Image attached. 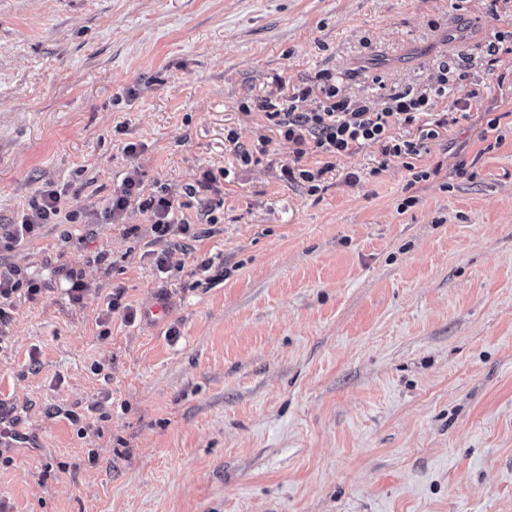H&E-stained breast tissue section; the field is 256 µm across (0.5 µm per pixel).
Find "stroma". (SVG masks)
I'll use <instances>...</instances> for the list:
<instances>
[{
	"label": "stroma",
	"mask_w": 512,
	"mask_h": 512,
	"mask_svg": "<svg viewBox=\"0 0 512 512\" xmlns=\"http://www.w3.org/2000/svg\"><path fill=\"white\" fill-rule=\"evenodd\" d=\"M499 33L512 45V0H0V224L49 184L90 213L133 167L148 191L231 171L178 275L136 211L0 254L46 284L0 338V425L24 433L0 450V512H512ZM458 56L478 102L414 159L440 169L417 184L365 147L308 195L282 174L291 144L240 109L325 70L375 103ZM231 130L268 138L261 164ZM226 139L228 142L235 145L234 147L237 160L244 166L261 163L262 157L266 156L269 152V149H267L269 140L264 136L259 137L257 140L258 143L251 148L239 145L236 132L233 130L228 131Z\"/></svg>",
	"instance_id": "1"
}]
</instances>
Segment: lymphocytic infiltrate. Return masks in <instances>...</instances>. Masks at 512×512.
Wrapping results in <instances>:
<instances>
[{
    "mask_svg": "<svg viewBox=\"0 0 512 512\" xmlns=\"http://www.w3.org/2000/svg\"><path fill=\"white\" fill-rule=\"evenodd\" d=\"M436 80H427L391 90L378 105L367 96L347 91L331 72L320 73L313 83L288 84L280 81L274 97L246 98L243 112H262L277 134L292 144L295 159L309 154L318 156L314 167H285L286 176L300 184L307 194L320 191L323 177L331 172L337 157L362 147L378 148L387 158H414L426 151L442 130L456 123L457 115L470 111L473 93L463 92L465 73L451 70L447 61L438 62ZM416 126L418 135L411 139L397 136V129ZM218 178L205 172L202 180L180 189L163 184L144 192L137 169H130L110 204L101 212H92L88 221L114 222L129 208L147 214L151 229L161 241L197 238L203 224L218 223L220 199L204 200V193L215 192ZM77 211L71 210L66 190L51 187L33 196L17 222L0 225V250H12L36 238L49 224L76 223ZM42 285L25 278L21 269L0 264V327L9 321L8 309L18 292L34 296Z\"/></svg>",
    "mask_w": 512,
    "mask_h": 512,
    "instance_id": "f902f5d3",
    "label": "lymphocytic infiltrate"
}]
</instances>
